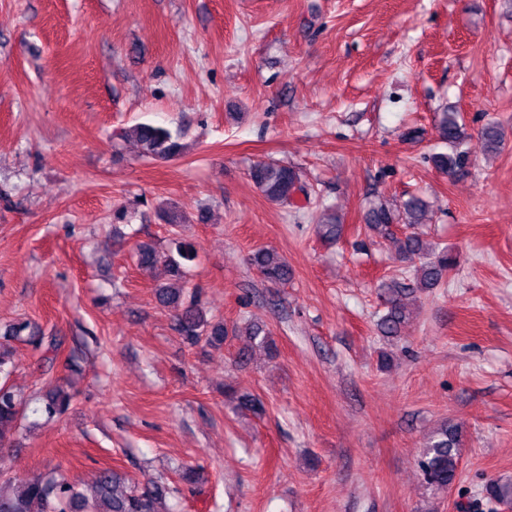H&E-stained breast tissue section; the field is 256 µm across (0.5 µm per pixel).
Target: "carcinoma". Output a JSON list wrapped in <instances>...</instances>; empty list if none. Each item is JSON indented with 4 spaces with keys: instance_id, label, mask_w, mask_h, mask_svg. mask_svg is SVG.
Listing matches in <instances>:
<instances>
[{
    "instance_id": "carcinoma-1",
    "label": "carcinoma",
    "mask_w": 512,
    "mask_h": 512,
    "mask_svg": "<svg viewBox=\"0 0 512 512\" xmlns=\"http://www.w3.org/2000/svg\"><path fill=\"white\" fill-rule=\"evenodd\" d=\"M439 133L443 142L448 144L449 152L433 155L435 166L445 172L453 173L468 163V155L462 149L467 137L465 125L459 113L448 112L444 115ZM127 136L134 139L140 148L141 156L151 159L170 161L179 158L185 150V144L179 137L161 127L150 123L133 126ZM249 178L264 198L275 205H295L299 200H309V185L302 180L300 168L277 161H261L251 166ZM329 212L323 235L329 240H337L342 234V223L333 212V207L324 206ZM427 203L419 196L404 200L400 208L394 209L385 202L374 205L369 214L368 227L372 230L386 231L399 223L400 214H405L407 226L412 228L422 223ZM389 238L398 246V258L415 265V276L411 281L392 276L380 284V297L385 305V313L379 318L377 327L383 336H398L409 311L406 299L418 290L437 287L457 265V256L435 242L424 240L418 233L410 232L401 238L389 234ZM178 258L161 257L155 248L143 243L136 247V264L142 271L152 270L163 261L168 266L171 282L158 289L160 303L174 309L173 330L183 343L194 347L202 342L219 347L224 344L227 329L224 323L214 322L207 313L197 295L186 296V272L182 261L194 258L190 246H176ZM251 264L256 267L263 279L272 284H285L292 278V270L285 258L274 249L262 248L255 251ZM239 333L247 336L250 342L264 348H270L273 341L268 333L258 327L246 325ZM5 337L24 341L36 349L45 348L55 352L59 346L57 337L47 336L34 329L27 322H18L9 328ZM15 368L13 348L8 342H0V448L9 446L20 428L24 418L23 399L16 387L9 383V377ZM72 395L62 387L55 386L45 392L41 406L34 412L53 418L65 413L71 403ZM462 431L459 427L440 425L427 438L417 455V467L420 476L430 488L444 492L451 488L459 476V454ZM488 497L501 501H512V485L491 482L485 486ZM170 487L163 481L149 478L146 481L125 486V479L110 468L100 471L97 481L89 490H81L63 477L34 476L19 485L15 490L6 492L0 489V512H171L167 506Z\"/></svg>"
}]
</instances>
